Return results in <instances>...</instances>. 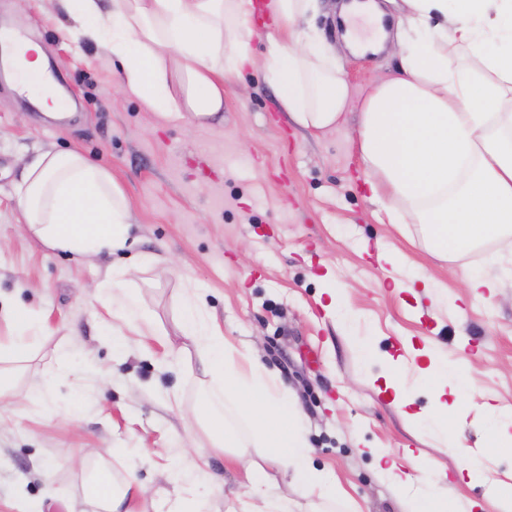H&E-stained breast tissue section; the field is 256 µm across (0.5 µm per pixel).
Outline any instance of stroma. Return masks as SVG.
Instances as JSON below:
<instances>
[{"label":"stroma","mask_w":512,"mask_h":512,"mask_svg":"<svg viewBox=\"0 0 512 512\" xmlns=\"http://www.w3.org/2000/svg\"><path fill=\"white\" fill-rule=\"evenodd\" d=\"M342 0H317L299 32L317 33L350 86L344 121L316 133L282 112L260 71L224 77V125L192 128L126 91L110 53L73 42L63 12L44 0H0V26L40 43L66 101L65 119L46 116L0 77V301L40 325L35 372L66 353L72 374L49 414L26 387L0 394V512H91L84 497L92 461L71 467L84 448H105L115 480L135 475L151 491L139 512L173 496L174 469L196 464L210 476L199 512H231L247 490L240 457L214 453L185 417L202 391L199 366L161 369L170 353L194 358L179 331L185 285L205 295L210 321L260 362L299 402L314 465L346 493L336 504L308 496L268 466L294 512H415L438 488L450 512H502L512 497V443L497 442L494 413L512 414V286L495 303L473 296L464 275L499 276L494 245L449 261L432 253L420 225L389 223L370 198L356 141L358 109L375 79L397 72L390 51L356 56L333 22ZM77 150L106 168L132 213L133 253L159 257L130 276L157 335L112 346L94 286L125 254L93 262L28 235L13 194L21 159ZM404 257L395 268L382 252ZM431 288H395L418 270ZM347 289L331 299L330 289ZM462 367L448 383V428L434 422L431 391L417 381L427 347ZM397 372L413 394L407 411L388 387ZM457 439L455 453L441 449ZM431 460L420 474L408 455Z\"/></svg>","instance_id":"stroma-1"}]
</instances>
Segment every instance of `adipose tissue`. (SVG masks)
<instances>
[{"label": "adipose tissue", "mask_w": 512, "mask_h": 512, "mask_svg": "<svg viewBox=\"0 0 512 512\" xmlns=\"http://www.w3.org/2000/svg\"><path fill=\"white\" fill-rule=\"evenodd\" d=\"M408 22L399 41L398 75L375 83L359 108V151L371 198L390 223L413 216L430 248L457 259L497 244L512 254V0H403ZM65 11L76 42L106 43L119 61L125 86L154 111L197 126L223 123L224 76L259 68L278 92L281 109L299 126L321 131L336 126L348 105L342 68L314 38L293 46L295 23L316 0H48ZM266 11L277 29L262 54H254L255 17ZM343 17L346 36L360 52L385 39L382 15L368 0H352ZM368 22V33L353 27ZM16 89L49 100L41 48L13 41ZM177 78L180 95L169 89ZM14 195L26 231L52 249L91 259L127 249L130 208L110 173L77 151L38 155ZM153 264L139 256L113 267L97 285L102 306L128 334L151 327L138 296L127 287L130 270ZM196 289L182 298V329L195 346L214 392L196 409L209 420L212 447L225 452L245 441L224 421L221 396L246 400L253 426L269 459L308 495L332 500L340 491L313 467L295 399L281 392L257 361L242 363L222 332L206 320ZM12 330L0 341V393L16 384L15 366L39 350L38 325L27 312L0 308ZM135 477L90 484L97 512H118L145 495Z\"/></svg>", "instance_id": "1"}]
</instances>
